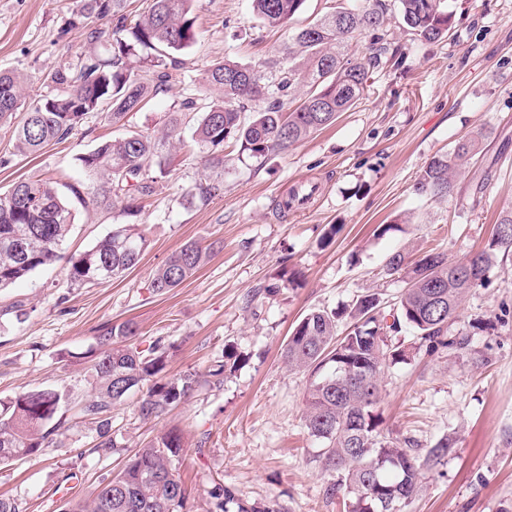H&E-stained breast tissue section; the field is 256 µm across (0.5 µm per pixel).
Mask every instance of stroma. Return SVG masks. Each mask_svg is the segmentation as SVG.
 Wrapping results in <instances>:
<instances>
[{
    "mask_svg": "<svg viewBox=\"0 0 512 512\" xmlns=\"http://www.w3.org/2000/svg\"><path fill=\"white\" fill-rule=\"evenodd\" d=\"M339 4L360 8L365 0H305L276 28L259 22L251 0H197L195 41L177 52L167 92L123 125L89 118L36 156L15 154L10 131L0 127V157L9 159L0 165V195L28 178L96 186L80 155L130 132L159 135L175 114L188 137L137 214L119 201L108 211L73 203L61 260L0 290V401L50 387L70 395V428L60 442L0 464V496L23 512H66L90 501L130 455L172 428L184 437L176 463L184 512H208L218 484L284 512H344L325 495L327 443L304 422L311 376L290 369L283 350L311 311L339 310L369 292L392 309L404 282L383 271L391 254L435 250L464 260L512 208V0H454L451 31L437 42L411 34L397 0H388V40L401 64L375 55L370 36H360L350 54L368 80L351 109L266 160L226 141L223 165L211 166L210 148L189 140L198 115L181 111L182 100L193 93L199 107L210 105L203 84L215 63L287 61L294 30ZM75 7L76 0H0V70L21 72L30 97L53 94L52 68L106 55V44L86 34L62 35ZM480 129L488 137L452 197L419 193L427 163ZM480 176L487 190L476 205L469 185ZM206 183L218 190L203 200L198 187ZM310 186L313 202L284 208L292 191ZM119 224L145 234L140 261L106 282L71 283L67 256ZM385 224L394 232L380 234ZM189 241L208 249L206 264L170 292H156L155 270ZM128 320L138 326L139 349L170 346L167 374L205 372L228 344L247 362L222 388H199L158 421L140 419L142 392L132 391L112 409L117 448L102 454L94 427L75 408L91 390L100 331ZM450 331L468 338L467 353L418 355L381 375L377 411L391 437L415 439L422 453L443 437L454 441L447 462L425 470L423 492L403 512H512V252L499 254Z\"/></svg>",
    "mask_w": 512,
    "mask_h": 512,
    "instance_id": "1",
    "label": "stroma"
}]
</instances>
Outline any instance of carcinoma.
<instances>
[{"label": "carcinoma", "instance_id": "cac0c4a2", "mask_svg": "<svg viewBox=\"0 0 512 512\" xmlns=\"http://www.w3.org/2000/svg\"><path fill=\"white\" fill-rule=\"evenodd\" d=\"M194 2L151 0L147 14L133 19L127 0H77L61 34L85 29L89 39L110 43V56L89 57L75 67L53 69L47 78L55 85V93L29 102L23 96V78L13 71H0V126H12L15 152L37 154L66 140L78 124L95 114L118 124L142 108L148 97L166 92L169 70L178 66L172 52L194 40ZM251 2L259 20L278 26L299 13L305 0ZM398 2L403 22L413 35L424 41L448 36L453 18L449 0ZM388 11L386 0H372L365 10L338 7L297 29L292 40L303 56L301 67L290 63L285 68L277 62L258 67L230 61L215 64L207 72L205 85L218 99L202 113L193 131L195 139L218 147L235 138L253 156L265 158L329 126L360 99L367 80L365 68L347 57L349 42L370 33L379 50L387 51ZM94 20L106 27H88ZM143 50L148 71L139 77L128 59ZM300 86L299 104L288 107L285 99L293 98ZM260 96L273 103L243 120V102ZM485 137L480 130L463 137L448 153L433 157L417 190L440 198L451 196L455 172L479 153ZM78 161L103 181L104 186L88 197L106 210L116 198L126 201L127 209L136 208L153 191L150 171L162 175L167 166L156 141L140 133L103 141ZM12 191L17 196L13 205L0 204L1 289L58 258L74 222L54 182L24 179ZM30 240L36 248L17 250L18 243ZM145 249V236L134 225H120L89 250L70 257L68 276L77 285L110 280L135 266ZM500 249H512L511 209L501 213L487 247L463 261L451 262L436 251L414 258L403 252L390 256L385 274L405 282L391 314L392 323L380 314L379 298L372 293L359 296L352 304L349 316L353 323L343 337L337 336L339 314L325 310L306 314L288 337L283 351L288 366L314 377L304 421L312 436L329 444L324 461L330 476L326 493L347 494L346 512H402V506L419 492L423 471L452 453V440L443 438L422 459L415 440H397L381 429L379 376L386 366L413 357L410 350L388 343L387 331L403 326L412 329L419 340L416 350L423 349L427 355L441 349L465 350L467 337L451 334L450 322L464 298L486 283ZM206 259L207 253L197 243L183 245L156 270L153 288L158 293L171 291ZM137 333V326L128 321L107 325L97 336L92 390L81 400L78 415L95 425V449L103 454L115 448L112 406L132 389L152 381L138 412L144 420L158 419L185 402L200 383L221 387L226 373L243 363L234 347L228 346L224 361L204 378L196 372L167 376L163 371L169 349L158 342L144 355L130 343ZM67 403L68 394L61 389L28 391L0 402V463L36 456L63 435L68 430L63 411ZM182 448L180 432H164L156 442L131 455L118 475L102 484L79 512H183L186 490L173 466ZM210 497L220 512H280L274 505L261 508L245 503L222 485L215 486Z\"/></svg>", "mask_w": 512, "mask_h": 512}]
</instances>
